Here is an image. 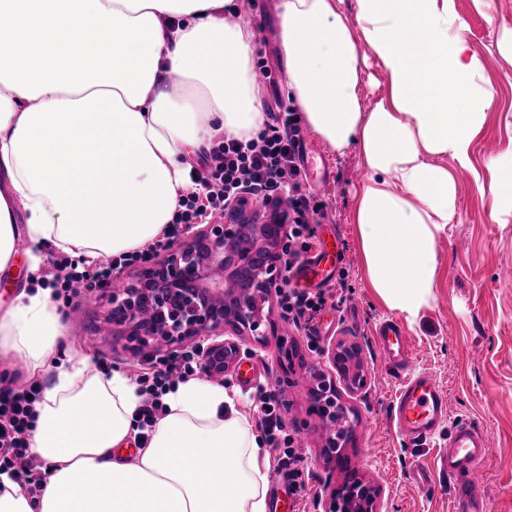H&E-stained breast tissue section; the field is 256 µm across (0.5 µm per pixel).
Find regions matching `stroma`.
Returning <instances> with one entry per match:
<instances>
[{"label":"stroma","instance_id":"35a3bbf8","mask_svg":"<svg viewBox=\"0 0 512 512\" xmlns=\"http://www.w3.org/2000/svg\"><path fill=\"white\" fill-rule=\"evenodd\" d=\"M456 9L466 25L470 50L495 90V101L472 140L470 168L453 170L459 205L454 220L437 234L434 299L406 330L416 366L427 370L448 395L449 422L473 421L486 434L488 456L477 478L478 492L490 512H512V282L501 276L503 269L512 267V219L492 220L487 199L477 188L478 181L489 178V156L512 150V54L501 49L505 33L512 32V0H456ZM248 20L255 31L251 63L270 72L269 77H256L254 89L264 108L271 109L276 99L289 97L278 0H257ZM303 135L332 167L328 185L317 186L306 176L302 186L322 202L325 223L342 241L346 300L340 309L322 311L314 341L304 327L282 321L280 308H273L277 335L254 345L245 360L260 375L269 373V380L243 386L232 367L225 372L223 385L236 394L250 421H258L259 393L274 389L280 376L277 338L284 335L294 341L299 356L289 374L292 385L282 417L285 434L302 450L309 479L304 490L286 499L280 512H323L325 501L346 475L323 453L331 434L307 415L310 390L320 374H333L335 349L356 347L367 385L353 391L340 378L336 395L353 428L352 439L342 449L355 462L357 477L381 487L382 512H453L450 483L433 471L443 437L415 447L390 422L398 379L375 346L372 331L391 311L370 286L359 229L352 222L354 193L370 173L356 148L339 154L311 129H304ZM63 322L75 334L73 350L91 363L107 362L129 377L150 371V364L126 351L123 336L106 330L97 298L85 296L65 307ZM418 465L432 469L433 490L410 478V470Z\"/></svg>","mask_w":512,"mask_h":512}]
</instances>
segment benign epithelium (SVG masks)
<instances>
[{"label": "benign epithelium", "instance_id": "1", "mask_svg": "<svg viewBox=\"0 0 512 512\" xmlns=\"http://www.w3.org/2000/svg\"><path fill=\"white\" fill-rule=\"evenodd\" d=\"M288 236L279 215L268 221L248 199L226 205L223 219L186 236L161 259L142 268L140 276L109 290L107 322L125 331L127 349L140 353L149 345L170 347L204 336L196 345L199 374L223 379L240 355L252 349L224 336H249L263 343L275 329L265 306L281 284L280 243ZM296 351L288 337L279 338L277 363L288 370ZM308 415L336 416L334 387L325 379L311 391ZM379 490L354 481L335 489L326 512H378Z\"/></svg>", "mask_w": 512, "mask_h": 512}]
</instances>
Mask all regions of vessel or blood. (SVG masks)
Instances as JSON below:
<instances>
[{
  "label": "vessel or blood",
  "mask_w": 512,
  "mask_h": 512,
  "mask_svg": "<svg viewBox=\"0 0 512 512\" xmlns=\"http://www.w3.org/2000/svg\"><path fill=\"white\" fill-rule=\"evenodd\" d=\"M337 266L336 245L321 241L295 267L293 282L301 288L325 287ZM373 335L385 362L400 378L391 408L397 433L419 445L433 439L440 428H447L448 438L437 457L436 468L451 481L454 512H489L487 501L474 490L475 480L487 458L483 429L471 422L448 425L447 396L429 372L415 366L409 338L398 321H380Z\"/></svg>",
  "instance_id": "b4317fda"
}]
</instances>
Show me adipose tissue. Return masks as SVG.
Listing matches in <instances>:
<instances>
[{"label": "adipose tissue", "mask_w": 512, "mask_h": 512, "mask_svg": "<svg viewBox=\"0 0 512 512\" xmlns=\"http://www.w3.org/2000/svg\"><path fill=\"white\" fill-rule=\"evenodd\" d=\"M279 0L288 87L331 150L357 146L372 176L353 220L372 287L414 321L434 298L436 234L458 208L444 166L469 168L494 92L455 0ZM225 0H0V271L21 242L92 262L160 236L194 156L222 134H257L265 111L251 70L255 32L226 23ZM377 65L388 93L361 105ZM180 93H172V81ZM490 216H512V152L490 156ZM22 200L24 224L13 203ZM29 439L41 488L0 474V512H268L262 439L233 394L175 384L139 433L141 397L123 373L71 351L51 291L0 308V356L41 375Z\"/></svg>", "instance_id": "ef3b65f1"}]
</instances>
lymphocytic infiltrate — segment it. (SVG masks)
Instances as JSON below:
<instances>
[{
  "label": "lymphocytic infiltrate",
  "instance_id": "f902f5d3",
  "mask_svg": "<svg viewBox=\"0 0 512 512\" xmlns=\"http://www.w3.org/2000/svg\"><path fill=\"white\" fill-rule=\"evenodd\" d=\"M302 141L299 112L284 106L267 113L264 126L256 136L217 139L199 165L191 168V186L181 195L167 233L177 235L182 225L222 212L226 198L238 192L271 202L277 192L287 191L288 259L284 263L279 304L288 321L307 325L313 334L317 331L313 324L316 315L325 306H341L344 298L330 286L311 292L292 283L296 264L314 247L316 235L309 218L322 210L320 202L301 189ZM195 356L192 350L172 354L165 360L163 369L154 372L138 408L139 428L152 426L164 413L161 395L192 373ZM41 392V386L35 382L0 388V470L11 472L14 479L32 490L38 484L33 478L35 463L29 436Z\"/></svg>",
  "mask_w": 512,
  "mask_h": 512
}]
</instances>
